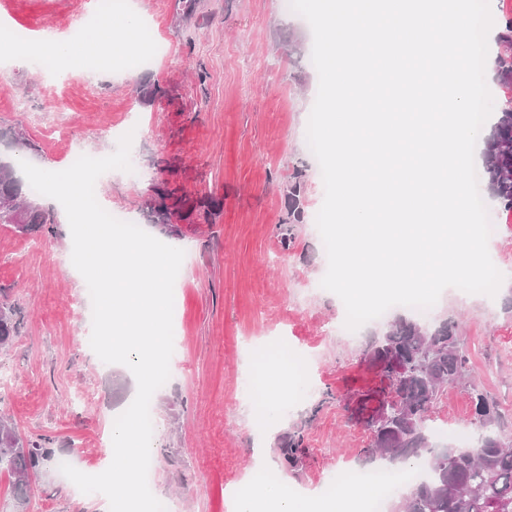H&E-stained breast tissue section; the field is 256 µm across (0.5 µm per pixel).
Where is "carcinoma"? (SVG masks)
<instances>
[{
  "mask_svg": "<svg viewBox=\"0 0 512 512\" xmlns=\"http://www.w3.org/2000/svg\"><path fill=\"white\" fill-rule=\"evenodd\" d=\"M499 40L506 47L498 55V79L512 85V18L505 20ZM483 180L499 208L512 211V100L502 108L485 138ZM304 183L289 188L290 224L304 219L301 200ZM159 202L152 209L153 223L169 230V220L182 200L157 189ZM53 218L18 177L14 164L0 158V224L19 232L33 228L53 232ZM20 320L12 305L0 303V347L9 346L19 333ZM364 360L380 371L384 386L352 400L351 415L370 433L363 449L368 461L386 460L399 469L425 461V473L399 496L397 512H512V444L497 443L499 414L477 387H472L474 414L470 443L465 448L443 444L428 426L429 414L442 389L462 380L467 358L460 348L458 323L436 324L399 317L363 350ZM0 473L11 479L15 507L28 505L29 478L53 460L48 439L25 442L7 422L0 420ZM301 436L294 432L281 448L285 462H295Z\"/></svg>",
  "mask_w": 512,
  "mask_h": 512,
  "instance_id": "carcinoma-1",
  "label": "carcinoma"
}]
</instances>
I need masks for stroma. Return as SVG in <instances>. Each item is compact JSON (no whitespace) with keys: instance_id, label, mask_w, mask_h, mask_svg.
Instances as JSON below:
<instances>
[{"instance_id":"1","label":"stroma","mask_w":512,"mask_h":512,"mask_svg":"<svg viewBox=\"0 0 512 512\" xmlns=\"http://www.w3.org/2000/svg\"><path fill=\"white\" fill-rule=\"evenodd\" d=\"M147 21L160 49L138 77L108 74L93 63L71 64L51 78L36 61L0 67V130L25 142H0V155L43 168H68L66 143L49 139L59 123L85 155L100 158L118 144L111 129L135 132L131 163L139 172L112 170L97 184V200L149 234L157 229L147 206L156 188L175 190L193 210L172 217L162 242L183 249L174 285L173 371L151 399L156 416L149 480L178 512H229V485L262 484L277 471L294 496L346 491L327 476L366 468L368 431L349 417V397L377 387L376 370L362 358L389 321L414 317L395 306L382 319L346 336V311L320 282L328 268L315 217L324 200L319 163L306 129L318 90L310 62L313 34L288 0H126ZM93 0H0L10 27L67 34V21ZM69 140V141H70ZM306 184L303 223L285 228L288 187ZM216 208H207V200ZM53 232L20 233L0 224V300L14 304L18 336L0 350V415L26 439L51 446L86 474L103 470L110 451L100 441L128 408L137 382L130 369L102 362L90 346L91 315L76 309L85 280L71 259L66 213L44 196ZM497 233L490 257L508 273L496 296L445 289L428 320L461 324L469 358L464 379L445 388L433 417L448 429L472 417L471 386L500 407V432L512 435V212L488 203ZM291 232L283 249V232ZM158 234V233H157ZM312 362L292 373L277 424L266 422L258 389L279 354ZM299 432L302 451L285 463V436ZM100 494H85L58 467L33 477L28 512H90Z\"/></svg>"}]
</instances>
